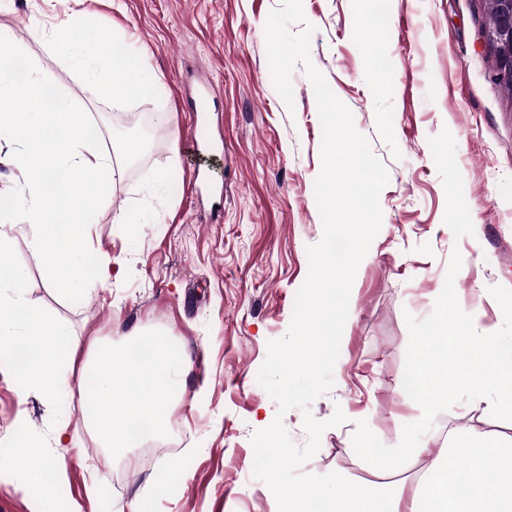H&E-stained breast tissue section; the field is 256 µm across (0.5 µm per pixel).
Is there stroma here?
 <instances>
[{
	"label": "stroma",
	"instance_id": "35a3bbf8",
	"mask_svg": "<svg viewBox=\"0 0 512 512\" xmlns=\"http://www.w3.org/2000/svg\"><path fill=\"white\" fill-rule=\"evenodd\" d=\"M282 0H0V31L40 74L92 113L106 145L118 148L126 120L152 124L154 146L122 157L89 246L112 259L108 281L76 304L51 288L37 251L13 222L11 266L25 276L30 306L69 330L76 354L45 399L20 388L0 361V512H277L254 478L255 431L278 405L258 382L269 341L283 337L309 271L307 249L323 236L314 183L322 127L303 69L287 108L270 74L264 27ZM372 0H303L315 32L311 59L351 111L389 174L379 197L382 225L358 266L353 313L340 344L333 388L310 406L326 429L300 468L325 488L374 480L356 437L373 432L394 447L421 414L405 389L414 337L444 292L448 318L512 336L500 305L512 299V97L493 81L485 39L486 0H388L371 28ZM78 17V37L148 59L160 84L147 97L95 93L51 49L43 27ZM212 84L208 122L223 150L194 151L186 84ZM129 221L114 223L117 214ZM134 328L180 343L189 359L171 420L177 450L144 444L100 447L81 411L80 379L90 349ZM66 430L70 449L56 447ZM512 435V424L469 411L455 395L426 439L449 431ZM54 469L44 491L13 469L19 432Z\"/></svg>",
	"mask_w": 512,
	"mask_h": 512
}]
</instances>
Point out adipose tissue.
<instances>
[{"label": "adipose tissue", "instance_id": "adipose-tissue-1", "mask_svg": "<svg viewBox=\"0 0 512 512\" xmlns=\"http://www.w3.org/2000/svg\"><path fill=\"white\" fill-rule=\"evenodd\" d=\"M74 30L70 18L51 24L43 34L50 47L63 50L66 63L89 86L118 98L156 91L157 76L144 58L129 56L114 65L109 53L90 48ZM10 248L0 236V288L13 290L0 299V351L12 355L14 377L23 387L51 399L57 370L73 343L64 326L27 305L23 273L4 262ZM455 305V296L446 295L434 321L415 338L406 385L421 404L420 418L412 420L392 448H376L369 433L357 438V451L371 471L383 476V483L327 491L313 475L289 484L280 512H512V436L454 431L441 448L423 437L427 424L449 410L453 389L466 393L470 407L486 408L512 423V336L486 329L476 336L458 332L448 320ZM137 339L131 331L95 347L83 369V416L104 448L133 444L134 425L161 432L182 395L187 361L176 343L154 335L153 356L138 361L131 354ZM420 459L428 466L412 490H405L396 476Z\"/></svg>", "mask_w": 512, "mask_h": 512}]
</instances>
